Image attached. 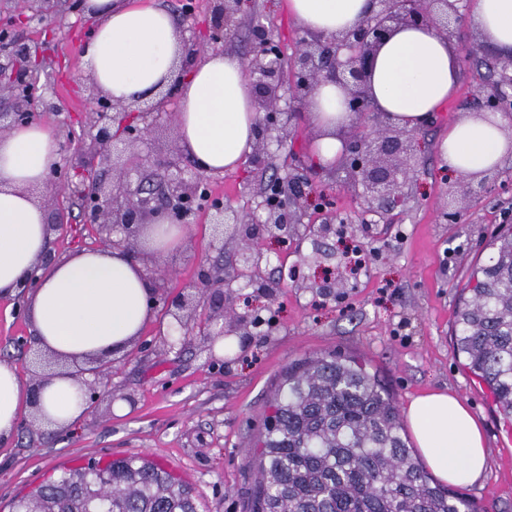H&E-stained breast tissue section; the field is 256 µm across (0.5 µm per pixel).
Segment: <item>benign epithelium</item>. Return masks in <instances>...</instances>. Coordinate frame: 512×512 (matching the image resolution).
I'll list each match as a JSON object with an SVG mask.
<instances>
[{
    "mask_svg": "<svg viewBox=\"0 0 512 512\" xmlns=\"http://www.w3.org/2000/svg\"><path fill=\"white\" fill-rule=\"evenodd\" d=\"M370 11L351 28L336 34L318 36L301 32L296 39L293 77L289 83L287 108L284 100L283 63L280 50L265 29L255 32L256 50L248 60L247 68L254 79L256 112L261 116L257 124L256 144L251 163L262 166L273 140L284 142L294 129L290 119L281 116L302 112L312 94L324 82L341 86L345 93L346 111L356 118L368 117L371 132L352 127L344 138V149L338 166L355 177L354 191L363 202L365 212L384 218L405 203L404 185L410 162L418 148V130L395 125L389 115L378 109L367 88L369 63L383 40L399 26L426 24L439 30L446 38L455 36L465 20L464 0H369ZM243 0H214V14L220 19L216 37L230 42L237 35L236 18ZM0 49L6 62L0 64V79H7V88L14 97L16 110L0 113V132L33 123L37 113L27 109L31 97V80L42 56L41 46L26 43L9 31L0 32ZM486 67L493 78L495 93L488 94L482 108L490 113L512 115V55H484ZM92 125L96 133L77 147L82 157L81 167L95 172L120 158L136 142L150 133L147 126L133 124L127 112L116 111L117 103L101 93L91 98ZM121 138H115L112 128ZM148 167L164 172L165 208L170 223L186 224L194 214L193 203L200 188L211 183L209 177L186 180L170 173L169 166L158 159ZM56 190L80 202L85 223L96 228L99 242L108 247L124 249L135 254V243L143 232L144 216L155 210V198L140 187L119 177L108 185L97 177L75 181L67 173L54 169ZM271 198L262 205L263 216L255 221L221 202L209 208L208 215L214 228V242L224 246V231L231 229L241 243L240 265L235 278L244 273L251 282L262 279V253L257 248L259 239H283L289 225L297 223L291 204L293 182L271 184ZM118 238H112V235ZM233 281L224 277V268L201 267L198 282L188 286L187 292L171 302L168 310L180 335H196L212 347L220 336H249L254 321L246 314L235 315L224 321V301L232 297ZM213 289L206 295V289ZM208 305V314L196 318L198 308ZM102 374L101 363L76 366L71 376L87 386L84 401L93 408L100 399L93 383Z\"/></svg>",
    "mask_w": 512,
    "mask_h": 512,
    "instance_id": "obj_1",
    "label": "benign epithelium"
}]
</instances>
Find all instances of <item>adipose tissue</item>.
<instances>
[{
    "instance_id": "1",
    "label": "adipose tissue",
    "mask_w": 512,
    "mask_h": 512,
    "mask_svg": "<svg viewBox=\"0 0 512 512\" xmlns=\"http://www.w3.org/2000/svg\"><path fill=\"white\" fill-rule=\"evenodd\" d=\"M299 29L333 34L351 27L369 0H283ZM94 30L82 46L95 82L118 100L153 95L178 81L175 120L182 148L207 173L237 169L255 145L258 114L243 60L210 53L181 70L180 35L157 0H86ZM471 26L502 54L512 53V0H472ZM455 51L433 26H402L379 47L369 89L376 106L399 126L425 125L451 98L458 84ZM335 83L321 84L308 106L318 133L313 156L329 167L339 158L340 128L353 117ZM512 116L466 113L448 129L441 153L449 169L475 175L495 168L512 152L505 130ZM50 128H14L0 138V293L19 292L32 269L40 281L25 294L27 320L36 349L61 362L111 358L131 348L156 318L154 290L146 268L119 249H84L41 265L50 235L43 208L32 191L47 179L59 155ZM38 399L48 428L73 426L83 415V390L62 374L45 375L31 392L17 368L0 361V445L10 444L20 415ZM407 418L431 471L451 485H471L487 469L484 432L456 395L430 392L415 397Z\"/></svg>"
}]
</instances>
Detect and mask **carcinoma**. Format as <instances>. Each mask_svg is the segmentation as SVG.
Wrapping results in <instances>:
<instances>
[{"instance_id": "obj_1", "label": "carcinoma", "mask_w": 512, "mask_h": 512, "mask_svg": "<svg viewBox=\"0 0 512 512\" xmlns=\"http://www.w3.org/2000/svg\"><path fill=\"white\" fill-rule=\"evenodd\" d=\"M454 342L467 369L512 417V234L475 270ZM259 434L253 512H483L441 486L404 433L396 401L355 359L309 358L288 371ZM109 512H199L196 493L139 456L63 472L12 512H84L85 491Z\"/></svg>"}]
</instances>
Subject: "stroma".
Listing matches in <instances>:
<instances>
[{
    "instance_id": "1",
    "label": "stroma",
    "mask_w": 512,
    "mask_h": 512,
    "mask_svg": "<svg viewBox=\"0 0 512 512\" xmlns=\"http://www.w3.org/2000/svg\"><path fill=\"white\" fill-rule=\"evenodd\" d=\"M73 0H47L36 11L20 0H0V31L8 29L45 46L43 65L31 92L41 119L59 140H81L90 131L88 99L96 92L79 54L88 33L87 17L71 8ZM184 38L207 44L210 52L248 57L253 26H264L284 58H291L298 33L277 0H246L239 36L214 40L212 0H160ZM482 39L464 28L454 41L460 61L455 97L435 112L419 132L417 163L403 211L392 223L368 215L334 168L312 169L316 137L306 115L294 118V136L271 144L266 169L243 163L221 174L208 191L224 205L259 216L266 182L272 174L303 180V191L316 201L305 224L334 225L335 234L320 247L310 240H264L267 287L237 289L232 303L239 313L260 315L252 335L235 337L224 356L210 355L198 339L171 349L159 344L150 326L101 381L111 395L86 411L73 428L43 427L33 409L8 446H0V512L63 469L91 461L145 454L190 483L206 512H249L255 486L253 442L263 428L275 387L288 368L309 356L329 352L365 362L393 392L400 411L412 398L433 391L454 393L478 418L488 448V468L476 484L459 487L463 497L486 512H512V426L504 423L485 387L463 368L453 341L461 291L475 265L486 263L492 236L512 226V154L492 174L491 191L478 197L465 189L466 177L450 171L440 152L449 126L463 113L478 112L487 92L477 69ZM55 112L45 111L48 103ZM177 97L165 111L134 113L150 135L136 154L169 158L177 172L199 174L179 144L174 115ZM49 223L57 227L50 249L63 257L91 249L95 240L83 225L79 204L58 197L51 185L35 191ZM460 219L449 220V210ZM187 230L191 244L156 255L172 278L159 290L169 302L196 279L201 265H234L237 247L226 241L223 252L211 249L212 228L206 210H198ZM22 298L0 296V359L15 364L24 382L38 369L21 349L31 331L20 310ZM129 405L115 412L116 402Z\"/></svg>"
}]
</instances>
